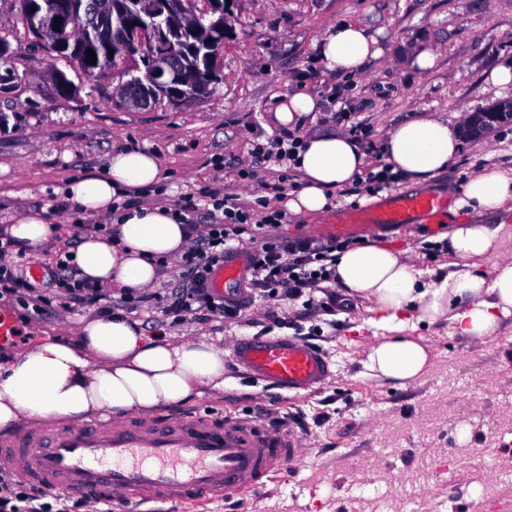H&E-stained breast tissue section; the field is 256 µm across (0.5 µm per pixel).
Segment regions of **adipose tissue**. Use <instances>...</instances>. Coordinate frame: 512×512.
Masks as SVG:
<instances>
[{"label":"adipose tissue","instance_id":"1","mask_svg":"<svg viewBox=\"0 0 512 512\" xmlns=\"http://www.w3.org/2000/svg\"><path fill=\"white\" fill-rule=\"evenodd\" d=\"M325 73L355 75L380 57L377 39L360 25L327 27L314 41ZM320 103L303 90L277 96L274 117L281 127L304 131L296 168L302 186L282 205L296 218L326 214L337 188L351 183L365 167V154L345 134L306 132ZM458 127L435 115H422L388 132L384 162L394 172L425 186L454 161L460 150ZM165 172L148 151L125 148L112 154L104 173L72 179L68 196L88 216L107 215L115 238L85 235L74 255L80 277L106 290L149 287L156 261L183 252L186 227L168 207H121L123 196L160 183ZM512 203V176L484 169L467 180L459 206L497 215ZM18 249L40 254L62 239L65 224L50 220L44 208L28 210L7 227ZM512 225L463 224L448 234L454 258L447 273L423 278L402 253L387 246L358 245L336 260V282L369 304L372 332L364 366L369 376L413 384L432 364L428 346L416 336L417 324L447 322L453 334L474 340L492 336L512 318ZM489 258L490 271L480 260ZM224 388V344L200 335L178 337L165 328L146 334L140 322L123 314L100 316L80 325L74 339L49 340L0 359V435L25 422L94 415L152 413Z\"/></svg>","mask_w":512,"mask_h":512}]
</instances>
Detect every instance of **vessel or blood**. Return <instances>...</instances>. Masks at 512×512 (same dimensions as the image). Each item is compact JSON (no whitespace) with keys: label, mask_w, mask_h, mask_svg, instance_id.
Returning <instances> with one entry per match:
<instances>
[{"label":"vessel or blood","mask_w":512,"mask_h":512,"mask_svg":"<svg viewBox=\"0 0 512 512\" xmlns=\"http://www.w3.org/2000/svg\"><path fill=\"white\" fill-rule=\"evenodd\" d=\"M445 212L437 197L396 194L380 206L338 210L319 232L336 238L375 235L421 217L439 224ZM243 265L240 257L226 261L215 270L211 288L223 292ZM234 358L249 378L287 392L315 390L330 373L315 346L292 336L241 338ZM300 454L292 427L232 416H131L0 440V466L16 468L23 480L116 504L231 499L264 485Z\"/></svg>","instance_id":"b4317fda"}]
</instances>
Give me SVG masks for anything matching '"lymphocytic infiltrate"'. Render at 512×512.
<instances>
[{
    "label": "lymphocytic infiltrate",
    "instance_id": "f902f5d3",
    "mask_svg": "<svg viewBox=\"0 0 512 512\" xmlns=\"http://www.w3.org/2000/svg\"><path fill=\"white\" fill-rule=\"evenodd\" d=\"M300 146V137L291 132L266 142L253 141L251 165L241 170V179L260 182L266 192L283 193ZM212 205L216 211L213 221L188 226V243L179 260L182 288L161 310L164 320L174 325L202 313L234 323L247 302L257 297L302 298L307 307H315L311 291L321 284L335 282L336 253L354 244L350 238L318 240L276 235V228L284 220L283 213L274 211L256 221L252 218V204L227 196L213 199ZM246 239L253 248L241 288L236 296L228 298L215 293L210 286L213 271ZM12 252L11 244L0 242V292L30 293L34 309L43 310L47 298L37 294V282L22 272L18 262L12 260ZM51 275L56 287L63 290L61 306L88 307L102 299L100 288L78 279L69 251L58 253Z\"/></svg>",
    "mask_w": 512,
    "mask_h": 512
}]
</instances>
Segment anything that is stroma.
I'll use <instances>...</instances> for the list:
<instances>
[{
    "mask_svg": "<svg viewBox=\"0 0 512 512\" xmlns=\"http://www.w3.org/2000/svg\"><path fill=\"white\" fill-rule=\"evenodd\" d=\"M233 33L224 45L221 77L201 102L174 109L159 104L135 110L115 104L111 72L85 76L66 69L79 91L58 97L46 72L55 59L17 16L15 0H0V35H7L17 74L0 93V227L29 209L45 206L52 218H72L62 207L68 180L101 173L112 152L137 147L154 152L169 177L139 195L140 203L179 207L204 189H220L249 202L259 183L238 172L250 162L254 138L278 135L274 98L296 87L326 99L339 84L362 104L368 137L376 145L369 169L383 164L387 132L431 113L451 120L459 108L480 112L512 98V85L488 83L492 68L512 64V0H236ZM342 21L380 37L383 54L362 74H323L314 39ZM433 50L432 68L420 70L419 52ZM512 173V125L463 138L447 171L428 192L462 194L467 178L484 168ZM442 233L412 224L375 236L410 256L422 272H440L452 257ZM436 242L433 250L424 249ZM180 286L169 267L130 308L146 333L161 317L156 300ZM333 314L306 315L301 301L256 299L242 320L229 324L201 316L174 334L224 340V390L160 409V416H255L263 407L288 417L302 437L300 459L265 486L226 505L218 498L199 512H336L340 503L396 497L400 475L425 468L429 486L417 512H512V436L501 437L502 410L512 403V319L486 342L450 334L447 324L419 325L430 346L432 373L402 387L366 378L368 337L354 329L367 318L366 302L329 286L316 293ZM275 311L278 323H267ZM0 313L23 324L30 341L71 339L99 307L50 308L37 314L14 296H0ZM295 336L319 348L331 374L312 393L276 394L239 368L233 345L241 337Z\"/></svg>",
    "mask_w": 512,
    "mask_h": 512,
    "instance_id": "stroma-1",
    "label": "stroma"
}]
</instances>
